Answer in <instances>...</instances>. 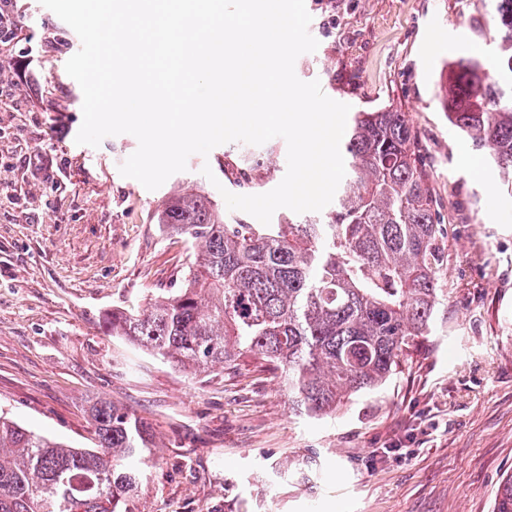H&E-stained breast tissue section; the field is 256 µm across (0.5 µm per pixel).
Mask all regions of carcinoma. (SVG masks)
Segmentation results:
<instances>
[{
  "label": "carcinoma",
  "mask_w": 512,
  "mask_h": 512,
  "mask_svg": "<svg viewBox=\"0 0 512 512\" xmlns=\"http://www.w3.org/2000/svg\"><path fill=\"white\" fill-rule=\"evenodd\" d=\"M482 4L470 21L480 51L449 62L446 109L512 188V0ZM340 150L345 176L322 216L226 224L203 194L169 199L158 223L198 251L179 287L140 312L112 310V335L191 375L258 360L285 374L289 407L311 419L402 371L442 296L437 202L404 113H353ZM85 413L91 448L0 415V512H137L154 428L105 397ZM493 512H512V474Z\"/></svg>",
  "instance_id": "cac0c4a2"
}]
</instances>
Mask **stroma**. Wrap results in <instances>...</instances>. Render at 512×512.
Wrapping results in <instances>:
<instances>
[{"label": "stroma", "instance_id": "35a3bbf8", "mask_svg": "<svg viewBox=\"0 0 512 512\" xmlns=\"http://www.w3.org/2000/svg\"><path fill=\"white\" fill-rule=\"evenodd\" d=\"M473 0H305L315 52L297 77L329 98L405 112L446 226L443 296L409 368L336 416L288 407L281 373L243 364L191 376L103 324L178 287L188 245L156 215L174 195L262 194L287 144L231 142L191 155L155 190L122 176L130 134L79 145L83 94L65 64L75 31L40 0H8L0 42V413L90 447L98 396L152 423L160 444L139 512H492L512 473V194L448 120L442 82L471 52ZM42 166L32 169L30 155ZM214 170V178L202 173ZM253 182L241 187L238 169ZM22 186L23 199L1 192Z\"/></svg>", "mask_w": 512, "mask_h": 512}]
</instances>
